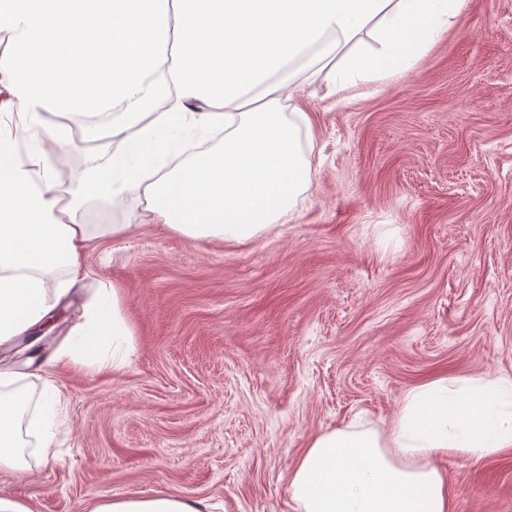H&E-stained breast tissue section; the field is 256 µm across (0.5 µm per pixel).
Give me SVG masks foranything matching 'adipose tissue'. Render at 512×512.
I'll return each instance as SVG.
<instances>
[{"label":"adipose tissue","mask_w":512,"mask_h":512,"mask_svg":"<svg viewBox=\"0 0 512 512\" xmlns=\"http://www.w3.org/2000/svg\"><path fill=\"white\" fill-rule=\"evenodd\" d=\"M464 0H0V343L41 324L77 283L90 236L125 224H84V197L138 187L150 221L192 240H249L277 224L311 184L301 147L308 113H285L296 71L340 94L406 70L443 35ZM111 113L89 154L80 195L61 204L57 147L69 119ZM55 122H48V115ZM55 286H48V279ZM133 331L119 290L100 281L63 358L117 362ZM41 407L0 370V471H16L24 429L55 459L66 393L42 375ZM512 449V378L435 380L412 390L387 431L349 425L314 437L291 469L294 512H454L440 460ZM176 494L95 502L89 512H203Z\"/></svg>","instance_id":"obj_1"}]
</instances>
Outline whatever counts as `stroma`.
<instances>
[{
    "label": "stroma",
    "mask_w": 512,
    "mask_h": 512,
    "mask_svg": "<svg viewBox=\"0 0 512 512\" xmlns=\"http://www.w3.org/2000/svg\"><path fill=\"white\" fill-rule=\"evenodd\" d=\"M303 85L311 185L243 243L192 240L131 204L85 199L87 277L56 307L43 367L68 399L56 461L0 472L36 512L174 492L205 512H292L308 441L359 420L384 430L409 392L512 377V0H465L404 72L345 98ZM133 330L120 368L56 361L99 280ZM455 512H512V450L441 463Z\"/></svg>",
    "instance_id": "stroma-1"
}]
</instances>
